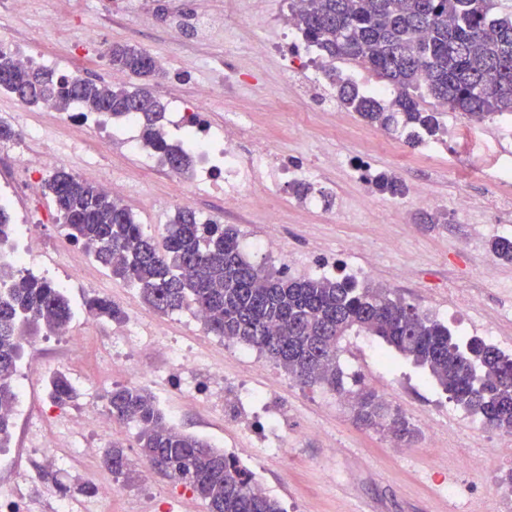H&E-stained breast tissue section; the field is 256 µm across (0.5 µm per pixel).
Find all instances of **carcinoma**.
<instances>
[{"instance_id": "1", "label": "carcinoma", "mask_w": 512, "mask_h": 512, "mask_svg": "<svg viewBox=\"0 0 512 512\" xmlns=\"http://www.w3.org/2000/svg\"><path fill=\"white\" fill-rule=\"evenodd\" d=\"M503 0H305L293 13L295 26L310 47L324 56L361 62L390 85L383 100L336 73L337 99L367 124L402 128L406 143L417 147L445 132L443 113L420 107L428 93L468 120L484 121L512 113V5ZM112 69L137 78L165 76L147 50L114 43ZM0 88L31 105L50 103L69 111L84 106L118 119L139 116L143 145L169 169L189 170L191 157L165 135L166 106L145 87L111 86L82 77L27 68L0 52ZM376 191L402 198L406 184L373 172ZM66 236L91 249L113 278L136 285L143 301L168 314L194 308L206 316V329L253 347L307 386L344 392L337 364L341 340L351 332L372 336L427 370L449 400L512 436V357L477 337L455 340L448 327L393 298L382 288L360 287L349 278H292L258 268L243 257L231 226L202 221L181 207L158 242L146 234L125 207L98 186L59 169L44 182ZM14 231L8 209L0 208V244ZM495 258L512 264V237L489 244ZM86 310L97 318L122 321L125 311L109 299L92 297ZM74 317L65 293L53 282L19 275L0 266V448L7 447L16 399L14 376L21 337L53 333ZM50 399L64 406L76 389L62 371L47 381ZM112 419L139 426L142 457L162 464L171 478L189 486L208 512H285L280 503L254 488L252 474L232 455L207 440L167 424L155 396L136 386L115 387L107 395ZM356 419L410 443L417 430L400 414H389L375 392L356 395ZM114 475L130 473L119 444L104 451Z\"/></svg>"}]
</instances>
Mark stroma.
Returning a JSON list of instances; mask_svg holds the SVG:
<instances>
[{
  "label": "stroma",
  "instance_id": "stroma-1",
  "mask_svg": "<svg viewBox=\"0 0 512 512\" xmlns=\"http://www.w3.org/2000/svg\"><path fill=\"white\" fill-rule=\"evenodd\" d=\"M287 13L288 0H34L24 11L17 10L15 0H0V41L24 42L33 54L53 59L60 73L101 82L112 72L106 54L110 44L145 48L167 72L153 87L166 104L175 96L192 104L202 84H223L222 95L205 109L207 119L220 124L226 113H245L281 154L313 167L321 179L320 190L329 196L328 202L313 208L286 189L278 199L250 204L241 212L225 210L218 197L198 196V214L233 226L248 262L279 269L289 259L298 264L293 271L297 277L305 276V263L315 257L333 259L340 268L367 264V284L387 289L447 324L456 338L474 337L476 326L492 321L511 341L512 265L491 260L487 249L491 239L512 234V190L498 186L490 176L494 165L512 158V144L502 140L500 119L472 128L466 141L449 135L448 151L439 156H428L423 144L409 147L397 133L388 135L385 145H374L372 127L358 114L340 110L330 79L312 85L310 73L287 67L274 53L255 65L256 50L281 41ZM47 14L60 19L55 33L42 26ZM201 18L232 21L233 37L198 38L196 24ZM22 109L65 152L61 165L69 172L95 185L116 175L142 186L144 196L131 200L128 208L147 233L162 235L164 218L153 203L176 192L164 172L145 167L120 146L57 123L42 108H24L0 90V114ZM336 110L342 117L338 125L329 117ZM74 142L80 143L81 153L72 157L68 151ZM466 144L481 161L464 168L456 157ZM361 161L395 173L407 186L426 184L438 200L433 213L444 216V223H420L419 208L405 197L366 198L352 171ZM461 193L472 199L471 211H458L456 197ZM30 217L40 223L41 248L58 254L61 265H69L70 257L62 249L65 232L56 222L50 197H43ZM271 233L281 244L277 258L254 246L255 240ZM354 238L363 240L364 248L347 253L346 243ZM66 295L75 312L70 327L76 335L108 336L124 329L121 321H86V299L99 296L138 313L144 324L165 325L170 337L194 348L203 363L223 365L226 381L249 376L259 355L243 344L237 352L221 353L220 337L202 342L205 330L192 326V311L156 312L144 303L139 288L112 279L96 262L79 269ZM465 296L479 297V305L464 306ZM23 356L45 358L69 376L77 396L61 408L64 418L84 411L108 413V392L133 384L132 372L143 363L161 375L174 369L171 359L134 349L126 372L118 373L91 345L74 362L51 334L33 337ZM338 362L345 379L342 394L322 385H302L272 363L260 380L279 412L290 452L266 455L252 473L285 512H347L354 505L368 512H498L500 499L512 496V483L506 479L512 466L499 463L496 455L507 436L476 423L474 414L450 403L425 369L381 341L354 333L342 340ZM361 388L384 396L390 411L414 425L418 436L411 446L395 444L386 431L356 423L351 394ZM188 397L184 390L168 391L164 412L169 422L232 451L244 436L235 420L206 406L189 407ZM429 419L447 447H434L424 426ZM27 430L24 424L13 426L9 445L17 456L0 463V492L22 487L35 503L34 512H53L49 490L54 482L94 479L102 470L104 448L115 442L122 444L136 467L123 480L125 495L113 501L111 512H166L173 499L180 501L183 512H207L189 487L142 464L139 428L133 423H115L106 434H75L69 443L75 469L56 467L53 480L21 485L24 469L45 467L42 458L29 455L24 445Z\"/></svg>",
  "mask_w": 512,
  "mask_h": 512
}]
</instances>
